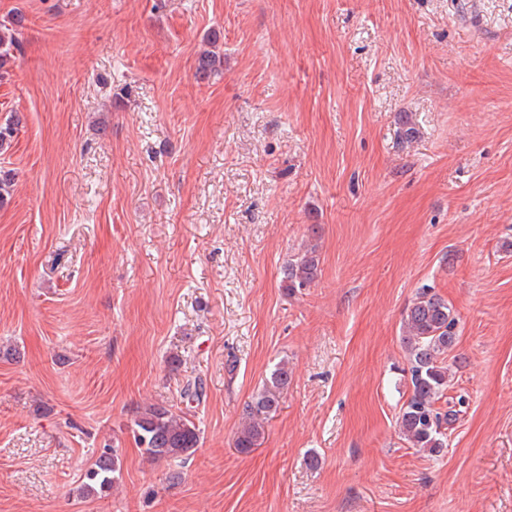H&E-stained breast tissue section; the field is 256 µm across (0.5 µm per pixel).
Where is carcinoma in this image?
<instances>
[{"label": "carcinoma", "instance_id": "1", "mask_svg": "<svg viewBox=\"0 0 512 512\" xmlns=\"http://www.w3.org/2000/svg\"><path fill=\"white\" fill-rule=\"evenodd\" d=\"M21 51L14 33L0 24V70ZM221 57L204 51L196 59V74L208 76L218 71ZM16 174L0 169V203L9 199ZM320 272L317 247L312 246L289 259L282 267V288L293 293L310 287ZM455 317L448 302L430 289L424 288L406 308L403 317V336L407 353L411 393L398 416L399 434L407 444L432 456H439L448 447L446 426L456 420L458 411H441L438 404L447 398L451 383L447 363L448 352L455 346ZM291 371L283 361L265 378L261 388L247 403L245 421L234 439V447L248 453L264 434V425L279 407L282 395L288 390ZM205 394L201 378L186 381L181 391L182 401L192 404ZM129 428L136 445L153 461L186 462L198 448L200 430L187 415L159 405L150 404L133 414ZM119 471L116 450L104 446L82 478V495L103 496L112 490L115 473Z\"/></svg>", "mask_w": 512, "mask_h": 512}]
</instances>
